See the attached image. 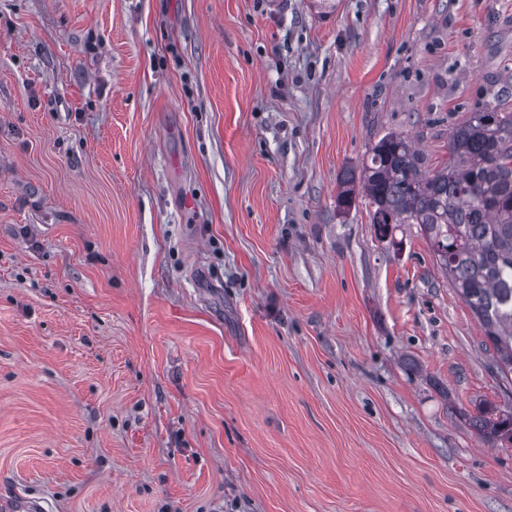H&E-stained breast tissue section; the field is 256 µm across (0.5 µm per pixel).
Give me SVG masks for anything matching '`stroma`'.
<instances>
[{
  "label": "stroma",
  "mask_w": 512,
  "mask_h": 512,
  "mask_svg": "<svg viewBox=\"0 0 512 512\" xmlns=\"http://www.w3.org/2000/svg\"><path fill=\"white\" fill-rule=\"evenodd\" d=\"M0 0V498L512 512V407L418 225L339 182L512 112V0ZM472 421L477 432L486 440L498 442L507 440L512 443V410L501 409L488 404L477 411Z\"/></svg>",
  "instance_id": "35a3bbf8"
}]
</instances>
